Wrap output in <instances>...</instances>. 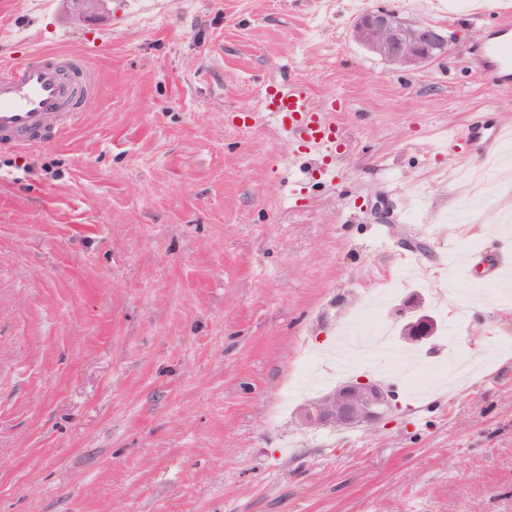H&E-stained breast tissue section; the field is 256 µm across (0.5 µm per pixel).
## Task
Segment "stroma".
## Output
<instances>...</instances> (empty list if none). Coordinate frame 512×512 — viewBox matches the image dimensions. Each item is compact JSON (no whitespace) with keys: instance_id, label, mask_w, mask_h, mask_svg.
<instances>
[{"instance_id":"stroma-1","label":"stroma","mask_w":512,"mask_h":512,"mask_svg":"<svg viewBox=\"0 0 512 512\" xmlns=\"http://www.w3.org/2000/svg\"><path fill=\"white\" fill-rule=\"evenodd\" d=\"M501 0H0V59L95 55L100 92L58 142L0 148V512H512V304L477 305L512 249V156L483 196L475 129L512 123V75L480 52ZM388 9L453 39L401 67L352 38ZM297 78L336 105L330 165L270 117ZM420 294L435 339L402 347L413 388L329 354L366 300ZM483 344L476 381L459 362ZM396 392L389 420L304 429L348 375Z\"/></svg>"}]
</instances>
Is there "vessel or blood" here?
<instances>
[{
	"label": "vessel or blood",
	"instance_id": "b4317fda",
	"mask_svg": "<svg viewBox=\"0 0 512 512\" xmlns=\"http://www.w3.org/2000/svg\"><path fill=\"white\" fill-rule=\"evenodd\" d=\"M493 60L492 73L512 71V42L494 39L486 49ZM74 65L72 54L63 48L34 51L22 66H0V146L23 148L33 143L54 142L79 123L81 114L70 108L73 94L96 96L95 74L81 69L78 84H71L68 71ZM266 115L275 116L295 141L321 147L328 155L338 149V128L332 109L316 110L311 91L300 80L274 83L266 90L261 106L246 111L251 122ZM512 139V127L495 125L487 140L478 141L477 159H485L505 140Z\"/></svg>",
	"mask_w": 512,
	"mask_h": 512
}]
</instances>
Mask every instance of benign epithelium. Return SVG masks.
<instances>
[{
    "label": "benign epithelium",
    "instance_id": "7a95c632",
    "mask_svg": "<svg viewBox=\"0 0 512 512\" xmlns=\"http://www.w3.org/2000/svg\"><path fill=\"white\" fill-rule=\"evenodd\" d=\"M65 2L74 16L88 19L100 15L105 0ZM352 35L370 53L402 67L423 65L447 54L446 36L428 23L408 21L393 10L362 14ZM396 314L402 320L400 340L406 344H422L438 332L437 320L426 311L422 297L417 294L409 295ZM394 398V389L382 382L349 378L301 406L297 418L307 428L375 426L387 418Z\"/></svg>",
    "mask_w": 512,
    "mask_h": 512
}]
</instances>
